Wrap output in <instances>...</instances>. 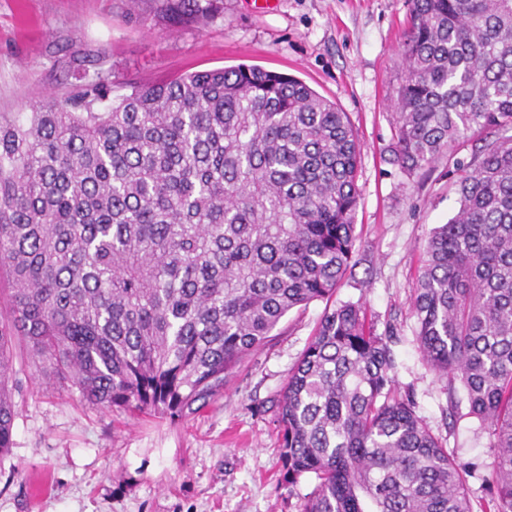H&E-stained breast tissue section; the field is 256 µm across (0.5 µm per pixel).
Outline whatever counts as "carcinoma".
Instances as JSON below:
<instances>
[{
  "label": "carcinoma",
  "instance_id": "1",
  "mask_svg": "<svg viewBox=\"0 0 512 512\" xmlns=\"http://www.w3.org/2000/svg\"><path fill=\"white\" fill-rule=\"evenodd\" d=\"M204 25L224 0H154ZM393 163L408 175L478 143L456 214L432 229L412 301L419 350L495 449L482 495L395 395L393 336L324 310L275 419L300 512H512V0H411ZM81 77L0 113V456L17 349L97 408L171 419L224 393L288 312L333 295L355 255L352 121L257 66L155 84Z\"/></svg>",
  "mask_w": 512,
  "mask_h": 512
}]
</instances>
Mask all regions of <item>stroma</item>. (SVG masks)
Instances as JSON below:
<instances>
[{"mask_svg": "<svg viewBox=\"0 0 512 512\" xmlns=\"http://www.w3.org/2000/svg\"><path fill=\"white\" fill-rule=\"evenodd\" d=\"M409 0H224L203 26L158 21L154 0H0V112L65 97L84 73L114 82L256 65L305 82L348 112L361 145L357 253L330 302L361 304L392 332L396 391L460 462L489 473L488 434L464 391L423 361L411 302L430 231L459 207L457 162L411 178L391 161ZM326 303L291 310L231 375L224 395L173 421L100 409L49 371L16 360L14 445L0 457V512H299L317 481L289 484L277 451V399Z\"/></svg>", "mask_w": 512, "mask_h": 512, "instance_id": "1", "label": "stroma"}]
</instances>
